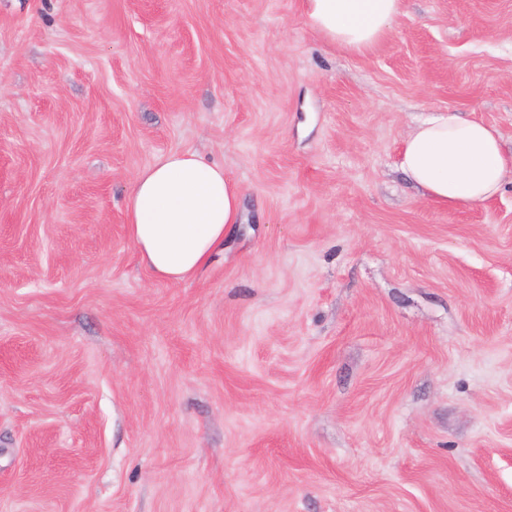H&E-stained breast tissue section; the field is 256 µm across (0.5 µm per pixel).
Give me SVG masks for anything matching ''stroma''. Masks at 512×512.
Wrapping results in <instances>:
<instances>
[{
    "label": "stroma",
    "instance_id": "obj_1",
    "mask_svg": "<svg viewBox=\"0 0 512 512\" xmlns=\"http://www.w3.org/2000/svg\"><path fill=\"white\" fill-rule=\"evenodd\" d=\"M456 112L512 153V0H403L350 53L302 0H0V512H512V174L398 167ZM242 189L195 277L135 176ZM400 170L425 196L443 206L482 203L496 196L512 169L496 129L434 112L403 141ZM242 190L223 165L191 150L158 157L126 200L128 235L142 263L172 284L193 278L239 224Z\"/></svg>",
    "mask_w": 512,
    "mask_h": 512
}]
</instances>
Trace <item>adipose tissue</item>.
<instances>
[{
    "label": "adipose tissue",
    "mask_w": 512,
    "mask_h": 512,
    "mask_svg": "<svg viewBox=\"0 0 512 512\" xmlns=\"http://www.w3.org/2000/svg\"><path fill=\"white\" fill-rule=\"evenodd\" d=\"M403 0H303L309 28L354 53L379 43L401 14ZM399 168L443 206L496 196L508 172L496 129L437 112L403 141ZM242 190L223 165L191 150L158 157L136 176L126 200L128 235L142 263L172 284L193 278L240 219Z\"/></svg>",
    "instance_id": "adipose-tissue-1"
}]
</instances>
